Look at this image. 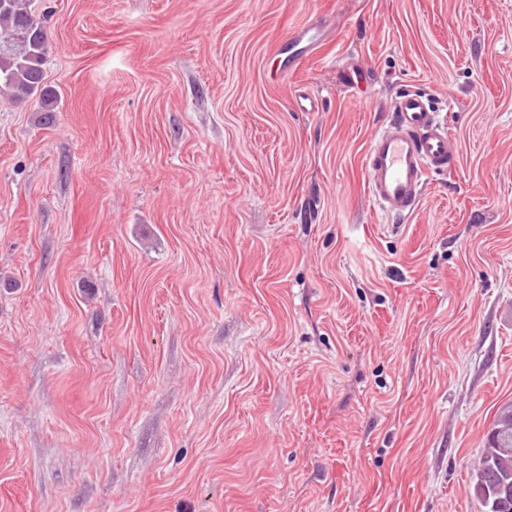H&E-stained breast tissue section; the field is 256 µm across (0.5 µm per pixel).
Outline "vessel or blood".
Instances as JSON below:
<instances>
[{
	"instance_id": "1",
	"label": "vessel or blood",
	"mask_w": 512,
	"mask_h": 512,
	"mask_svg": "<svg viewBox=\"0 0 512 512\" xmlns=\"http://www.w3.org/2000/svg\"><path fill=\"white\" fill-rule=\"evenodd\" d=\"M391 110V121L370 141L366 177L373 205L403 220L416 210L429 174L454 167L460 150L425 92L402 93Z\"/></svg>"
}]
</instances>
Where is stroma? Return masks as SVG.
<instances>
[{
    "label": "stroma",
    "instance_id": "35a3bbf8",
    "mask_svg": "<svg viewBox=\"0 0 512 512\" xmlns=\"http://www.w3.org/2000/svg\"><path fill=\"white\" fill-rule=\"evenodd\" d=\"M33 6L58 101L0 97V512H483L512 0ZM409 89L460 159L397 222L365 162Z\"/></svg>",
    "mask_w": 512,
    "mask_h": 512
}]
</instances>
